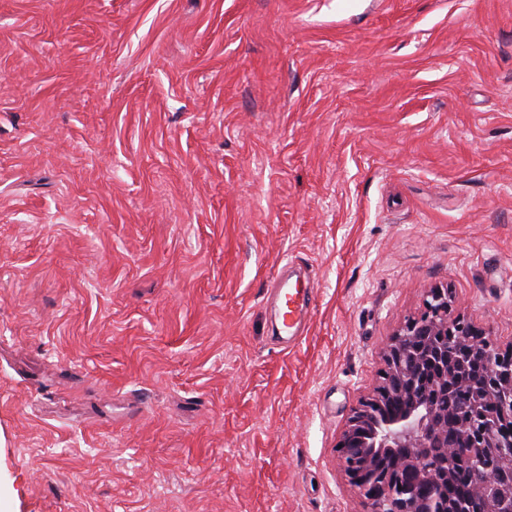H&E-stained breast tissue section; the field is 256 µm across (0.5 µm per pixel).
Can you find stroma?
<instances>
[{"label":"stroma","instance_id":"obj_1","mask_svg":"<svg viewBox=\"0 0 512 512\" xmlns=\"http://www.w3.org/2000/svg\"><path fill=\"white\" fill-rule=\"evenodd\" d=\"M434 286L512 345V0H0V512H367ZM275 300L279 307L281 332L290 338H296L297 327L315 300L313 291L297 288L285 282H275L273 286Z\"/></svg>","mask_w":512,"mask_h":512}]
</instances>
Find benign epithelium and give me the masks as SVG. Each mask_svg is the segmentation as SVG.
<instances>
[{
	"instance_id": "1",
	"label": "benign epithelium",
	"mask_w": 512,
	"mask_h": 512,
	"mask_svg": "<svg viewBox=\"0 0 512 512\" xmlns=\"http://www.w3.org/2000/svg\"><path fill=\"white\" fill-rule=\"evenodd\" d=\"M458 337L464 348L458 360L483 367L487 396L512 404V348L501 349L489 334L454 313L448 289L426 290L420 312L405 321L384 352V368L373 392L354 407L342 433L338 453L350 485L365 500L369 512H380L379 488H392V512H444L441 499L431 493L418 494V486L439 485L447 492L451 474L477 457L481 468L466 472L485 503L484 512H506L512 508V433L499 430L493 417L481 414L480 400L463 395L458 415L468 429L469 447L446 461H438L430 448L438 432L436 421L448 418V410L438 408V399L422 394L417 366L425 360L434 363L444 379L454 373L448 362V338ZM398 397L404 412L383 426L372 421L384 402ZM376 448L404 449L403 468L384 470L373 463ZM494 470V482L485 480V471Z\"/></svg>"
}]
</instances>
